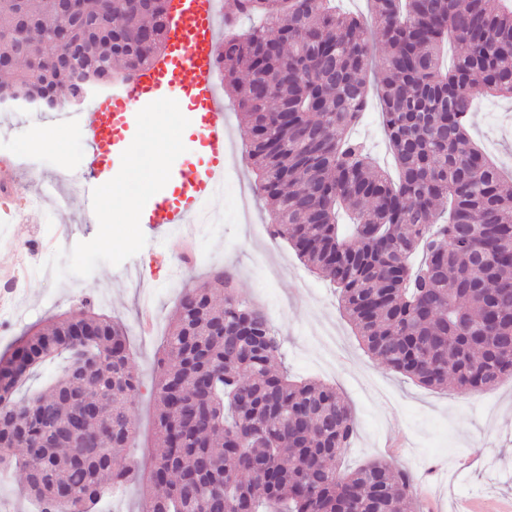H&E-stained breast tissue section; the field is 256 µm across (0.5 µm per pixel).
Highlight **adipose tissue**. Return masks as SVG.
I'll use <instances>...</instances> for the list:
<instances>
[{"label":"adipose tissue","instance_id":"ef3b65f1","mask_svg":"<svg viewBox=\"0 0 512 512\" xmlns=\"http://www.w3.org/2000/svg\"><path fill=\"white\" fill-rule=\"evenodd\" d=\"M153 151L151 156H144L140 147H133L127 158L125 168L115 180L107 183L102 192V214L108 215L111 224H126L137 216L140 197L129 194V184H140L149 188L162 174L163 160L170 153L175 142L159 126L151 130Z\"/></svg>","mask_w":512,"mask_h":512}]
</instances>
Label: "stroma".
Here are the masks:
<instances>
[{
    "label": "stroma",
    "mask_w": 512,
    "mask_h": 512,
    "mask_svg": "<svg viewBox=\"0 0 512 512\" xmlns=\"http://www.w3.org/2000/svg\"><path fill=\"white\" fill-rule=\"evenodd\" d=\"M234 179L210 206L215 224L188 227L194 262L173 280L180 263L179 234L141 247L136 223L100 226L70 180L86 158L81 130L43 112L0 110V268L25 267L16 280L0 277L14 320L0 333V351L27 327L90 303L120 319L140 388L132 402L137 435L128 456L148 467L154 448L156 361L184 284L210 270L233 273L239 295L262 308L278 333L279 358L290 376L336 386L347 401L356 435L339 458L342 471L369 461L398 459L418 482L427 463L442 469L435 497L441 512L457 503L488 505L512 499V378L462 395L425 388L371 358L343 314L335 288L310 271L294 249L268 232L266 205L249 193L255 175L246 159L249 133L238 112L228 114ZM46 136L32 149L36 133ZM472 140L512 181V99L484 98L472 109ZM55 185L66 208L42 197Z\"/></svg>",
    "instance_id": "stroma-1"
}]
</instances>
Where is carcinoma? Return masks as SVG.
Segmentation results:
<instances>
[{
    "label": "carcinoma",
    "mask_w": 512,
    "mask_h": 512,
    "mask_svg": "<svg viewBox=\"0 0 512 512\" xmlns=\"http://www.w3.org/2000/svg\"><path fill=\"white\" fill-rule=\"evenodd\" d=\"M137 13L112 0L110 27L72 28L85 82L52 61L71 44L55 0H28L21 66L0 71L6 103L78 106L156 54L169 0ZM331 0H233L259 18L224 39V84L250 129L247 154L271 207L270 234L339 289L368 354L430 389L475 393L512 378V188L468 134L471 100L512 97V6L504 0H372L370 25ZM13 0H0V52ZM384 50L375 55L369 29ZM463 52L443 65L448 41ZM375 91L398 181L349 131ZM351 223H339V213ZM267 315L217 271L183 291L153 382L148 471L122 460L139 390L124 326L89 310L18 336L0 354V472L21 470L41 512H96L139 481L143 512H414L413 474L396 460L342 472L354 433L335 387L296 382L277 362ZM54 366L42 391L20 394Z\"/></svg>",
    "instance_id": "obj_1"
}]
</instances>
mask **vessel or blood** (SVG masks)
I'll return each instance as SVG.
<instances>
[{"label":"vessel or blood","mask_w":512,"mask_h":512,"mask_svg":"<svg viewBox=\"0 0 512 512\" xmlns=\"http://www.w3.org/2000/svg\"><path fill=\"white\" fill-rule=\"evenodd\" d=\"M219 14V0H171L163 52L113 84L94 111L65 113L87 137L82 197L88 213L98 212L102 185L134 144L139 113L163 100L182 109L186 134L178 164L148 188L138 209L140 232L154 240L168 237L195 223L223 194L231 134L216 68Z\"/></svg>","instance_id":"b4317fda"}]
</instances>
